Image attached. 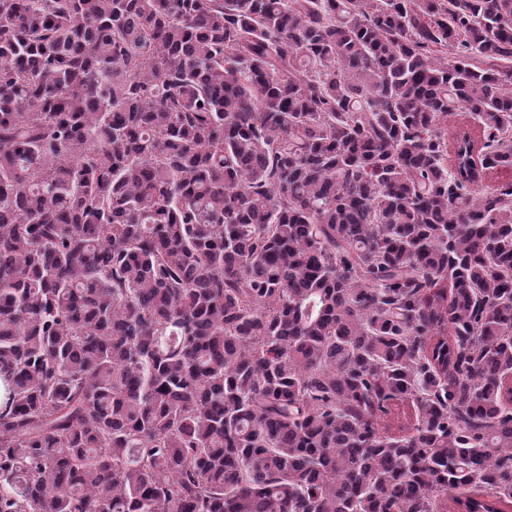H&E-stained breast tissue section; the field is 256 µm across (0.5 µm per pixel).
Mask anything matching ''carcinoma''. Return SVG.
<instances>
[{
	"mask_svg": "<svg viewBox=\"0 0 512 512\" xmlns=\"http://www.w3.org/2000/svg\"><path fill=\"white\" fill-rule=\"evenodd\" d=\"M500 169L512 0H0V512H512ZM416 420L413 406L408 403L393 406L392 411L380 420V427L392 436H401Z\"/></svg>",
	"mask_w": 512,
	"mask_h": 512,
	"instance_id": "1",
	"label": "carcinoma"
}]
</instances>
